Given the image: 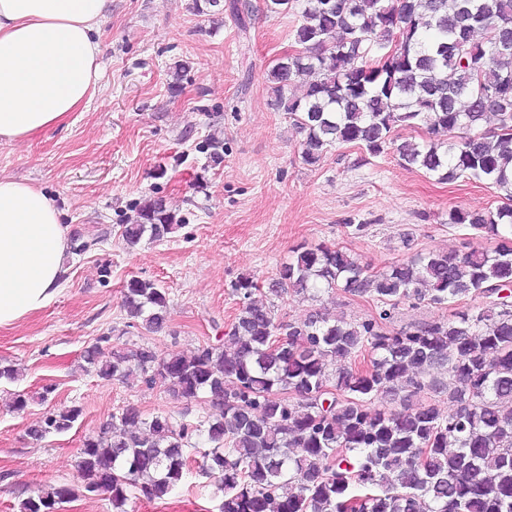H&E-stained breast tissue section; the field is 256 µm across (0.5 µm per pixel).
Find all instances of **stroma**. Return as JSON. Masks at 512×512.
Instances as JSON below:
<instances>
[{"instance_id": "stroma-1", "label": "stroma", "mask_w": 512, "mask_h": 512, "mask_svg": "<svg viewBox=\"0 0 512 512\" xmlns=\"http://www.w3.org/2000/svg\"><path fill=\"white\" fill-rule=\"evenodd\" d=\"M249 3L243 30L229 14L197 13L194 0H112L100 34L102 78L90 104L26 143L0 142V176L44 189L72 233L97 241L68 255L65 285L44 309L0 328V364L19 373L0 381V512H20L23 499L59 484L75 490L59 512H112L104 496L81 486L85 438L128 405L147 418L196 421L211 413L204 397L177 400L160 386L98 377L82 355L99 337L162 356L217 343L239 307L231 282L244 274L269 282L300 243L336 245L375 271L419 252H490L497 245L493 236L448 221L453 208L495 211L504 199L491 185L441 183L393 152L374 157L352 145L306 165L300 137L272 106L267 83L301 9L273 14L265 0ZM180 63L187 69L176 94L170 73ZM216 130L224 137L218 165L204 148ZM149 196L163 197L184 225L168 239L127 246L122 226ZM354 224L361 232H351ZM104 265L111 269L106 280ZM133 276L168 292L162 331L130 326L122 285ZM47 386L51 394L39 401ZM22 393L31 400L19 410L13 401ZM72 405L82 414L69 432L28 436L47 411ZM221 500L214 479L194 466L170 496L134 497L127 510L218 512Z\"/></svg>"}]
</instances>
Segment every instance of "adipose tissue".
<instances>
[{"label": "adipose tissue", "instance_id": "ef3b65f1", "mask_svg": "<svg viewBox=\"0 0 512 512\" xmlns=\"http://www.w3.org/2000/svg\"><path fill=\"white\" fill-rule=\"evenodd\" d=\"M110 3L0 0V141H25L92 100ZM70 234L43 190L0 176V328L61 290Z\"/></svg>", "mask_w": 512, "mask_h": 512}]
</instances>
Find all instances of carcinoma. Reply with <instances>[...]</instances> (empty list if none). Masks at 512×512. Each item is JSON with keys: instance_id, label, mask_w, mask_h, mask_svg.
Here are the masks:
<instances>
[{"instance_id": "cac0c4a2", "label": "carcinoma", "mask_w": 512, "mask_h": 512, "mask_svg": "<svg viewBox=\"0 0 512 512\" xmlns=\"http://www.w3.org/2000/svg\"><path fill=\"white\" fill-rule=\"evenodd\" d=\"M292 52L267 75L273 105L288 115L305 164L354 145L372 156L393 149L402 163L437 177L486 181L507 203L483 214L455 209L449 223L496 236L492 253L428 251L373 271L340 247L299 244L267 288L250 275L231 285L239 312L220 345L190 357L149 347L114 348L102 336L83 358L103 378L164 387L173 398H211L197 422L143 417L127 406L83 442L82 487L127 512L135 490L162 500L187 471L186 448L204 438L200 469L216 479L219 512H512V0H303ZM394 39L400 52L376 69L373 51ZM497 127L484 129L489 116ZM422 129L421 142L394 137ZM206 147L221 163L224 139ZM123 226L129 246L162 240L183 219L161 197L136 206ZM380 303L376 316L348 321L326 308L300 321L278 318L274 299L311 301L334 289ZM478 305L396 331L401 303ZM128 315L164 329L168 292L133 277L123 289ZM365 365L339 369L336 360ZM331 391L324 392L322 387ZM445 395L448 410L424 395ZM386 398L403 406L374 408ZM77 406L48 412L29 435L69 431ZM66 485L40 491L20 512H56Z\"/></svg>"}]
</instances>
